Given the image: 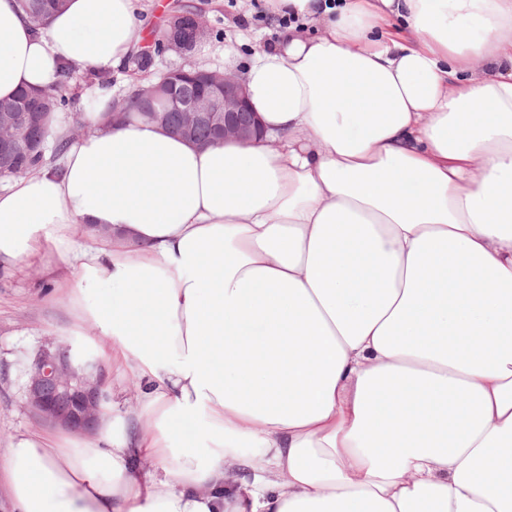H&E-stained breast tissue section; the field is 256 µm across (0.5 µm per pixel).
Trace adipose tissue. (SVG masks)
Returning <instances> with one entry per match:
<instances>
[{"label": "adipose tissue", "instance_id": "1", "mask_svg": "<svg viewBox=\"0 0 512 512\" xmlns=\"http://www.w3.org/2000/svg\"><path fill=\"white\" fill-rule=\"evenodd\" d=\"M138 2L37 31L0 0V100L122 68ZM272 9L224 53L262 138L95 111L62 172L0 188V263L77 265L147 382L96 436L15 437L17 512H512V0Z\"/></svg>", "mask_w": 512, "mask_h": 512}]
</instances>
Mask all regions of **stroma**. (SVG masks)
Returning <instances> with one entry per match:
<instances>
[{
	"label": "stroma",
	"mask_w": 512,
	"mask_h": 512,
	"mask_svg": "<svg viewBox=\"0 0 512 512\" xmlns=\"http://www.w3.org/2000/svg\"><path fill=\"white\" fill-rule=\"evenodd\" d=\"M186 1L200 10L212 32L190 59L214 70H223L225 50L236 51L239 63H246L260 44L275 40L279 30L269 20L267 0H165L171 8ZM151 54L153 63L146 72L113 71V97L129 95L138 84L187 59L158 47ZM52 267L66 278L67 288H57L55 277L48 273ZM77 285V269L48 251L10 271L0 270V463L14 436L47 430L29 413L23 399L25 367L35 352L61 339L100 357L112 350L108 338L78 319L70 302V290Z\"/></svg>",
	"instance_id": "obj_1"
}]
</instances>
